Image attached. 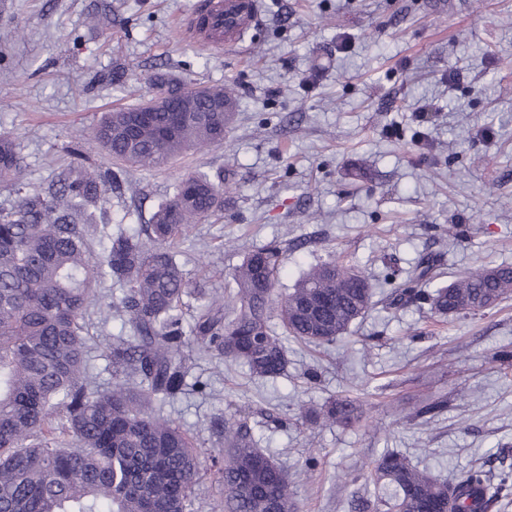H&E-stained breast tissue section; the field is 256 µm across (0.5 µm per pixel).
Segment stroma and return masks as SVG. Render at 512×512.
<instances>
[{
	"instance_id": "35a3bbf8",
	"label": "stroma",
	"mask_w": 512,
	"mask_h": 512,
	"mask_svg": "<svg viewBox=\"0 0 512 512\" xmlns=\"http://www.w3.org/2000/svg\"><path fill=\"white\" fill-rule=\"evenodd\" d=\"M201 2L0 0V134L20 148L26 191L76 164L69 147L81 142L91 165L126 182L105 204V236L149 224L187 174L220 172L223 212L172 248L209 298L232 295L244 255L276 240L289 246L279 291L336 257L368 276L375 306L335 344L285 339L288 366L273 380L190 350L201 388L157 413L206 462L224 447L214 420L246 419L287 470L299 512H351V496L373 497L371 464L387 449L442 480L502 450L512 464V362L493 358L512 350V297L451 321L387 303L424 256L435 288L512 265V0H259L224 49L182 29ZM161 71L187 86L234 83L240 107L223 143L132 168L92 133L107 112L151 97ZM87 324L85 363L107 389L121 322L95 309ZM341 398L358 408L353 427L308 420ZM434 400L445 409L419 416Z\"/></svg>"
}]
</instances>
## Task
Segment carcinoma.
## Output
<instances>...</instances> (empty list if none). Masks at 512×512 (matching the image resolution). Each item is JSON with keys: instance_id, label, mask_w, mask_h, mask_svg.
I'll return each instance as SVG.
<instances>
[{"instance_id": "carcinoma-1", "label": "carcinoma", "mask_w": 512, "mask_h": 512, "mask_svg": "<svg viewBox=\"0 0 512 512\" xmlns=\"http://www.w3.org/2000/svg\"><path fill=\"white\" fill-rule=\"evenodd\" d=\"M190 111L145 121L125 109L107 113L94 138L113 158L158 167L191 149L224 141L237 109L232 86L192 89ZM22 157L0 135V180L17 205L0 208V512H190L202 461L193 439L151 412L152 401L187 387L195 344L232 357L258 378L284 373L287 356L270 327L277 305L284 332L330 345L373 306L357 268L333 258L313 266L288 294L274 299L285 251L276 243L249 252L236 267V303L207 304L190 330L183 324L189 282L171 247L186 228L224 210L222 183L204 173L177 182L144 234L123 227L94 242L102 202L118 189L112 171L70 168L60 187L30 193L20 182ZM433 258H421L394 289L399 305L429 307L439 317L483 313L512 295V266L479 267L433 291ZM109 279L123 291L117 313L132 332L108 345L112 388L91 392L84 364L85 318ZM350 426L351 401L333 400L317 414ZM218 468L222 512H298L284 469L257 447L247 422L224 423ZM380 492L373 512H497L512 495V469L483 467L452 482L385 450L372 463Z\"/></svg>"}]
</instances>
